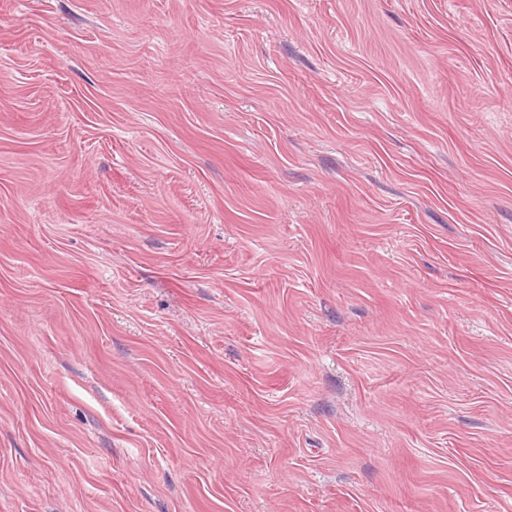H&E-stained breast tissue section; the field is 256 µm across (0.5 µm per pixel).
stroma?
I'll return each mask as SVG.
<instances>
[{
    "mask_svg": "<svg viewBox=\"0 0 512 512\" xmlns=\"http://www.w3.org/2000/svg\"><path fill=\"white\" fill-rule=\"evenodd\" d=\"M0 512H512V0H0Z\"/></svg>",
    "mask_w": 512,
    "mask_h": 512,
    "instance_id": "1",
    "label": "stroma"
}]
</instances>
